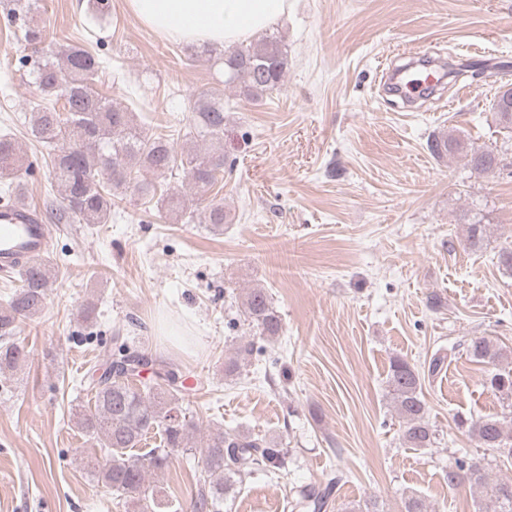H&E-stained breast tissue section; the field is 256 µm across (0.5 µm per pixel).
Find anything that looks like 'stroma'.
<instances>
[{
    "mask_svg": "<svg viewBox=\"0 0 512 512\" xmlns=\"http://www.w3.org/2000/svg\"><path fill=\"white\" fill-rule=\"evenodd\" d=\"M41 9L50 44L111 58L120 79L102 93L175 144L192 123L189 99L223 93L219 196L231 220L217 232L165 217L153 192L128 190L111 223L53 225L59 276L43 314L19 329L28 361L0 382V512H125L91 480L85 461L101 450L73 422L91 404L82 376L119 333L177 366L200 435L243 430L287 448L285 468L245 476L224 512H285L293 488L336 470L347 478L327 512L372 500L404 512L410 494L428 512H477L468 488L445 478L466 454L482 458L491 480H512L497 451L455 424L502 412L485 365L460 353L426 380L437 436L426 450L403 444L387 386L393 358L420 368L473 336L512 352V276L498 263L512 248V170L472 175L428 150L448 133L502 147L491 104L512 84V0H288L267 30L287 73L257 102L225 87L199 45L146 27L127 0H41ZM465 46L490 73L465 95L452 84L409 107L384 92L385 73L412 53L453 64ZM15 47L0 24V135L33 164L17 201L39 209L53 196L47 150L21 123L33 86L4 70ZM476 204L489 222L470 250L459 217ZM249 288L270 293L280 336L254 339L241 321L235 295ZM197 471L194 457L178 456L149 483L186 506Z\"/></svg>",
    "mask_w": 512,
    "mask_h": 512,
    "instance_id": "obj_1",
    "label": "stroma"
}]
</instances>
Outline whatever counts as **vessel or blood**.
Masks as SVG:
<instances>
[{
    "label": "vessel or blood",
    "instance_id": "b4317fda",
    "mask_svg": "<svg viewBox=\"0 0 512 512\" xmlns=\"http://www.w3.org/2000/svg\"><path fill=\"white\" fill-rule=\"evenodd\" d=\"M22 205L0 211V274L15 272L26 260L44 257L52 247L48 225L23 223Z\"/></svg>",
    "mask_w": 512,
    "mask_h": 512
}]
</instances>
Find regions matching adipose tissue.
<instances>
[{
    "instance_id": "1",
    "label": "adipose tissue",
    "mask_w": 512,
    "mask_h": 512,
    "mask_svg": "<svg viewBox=\"0 0 512 512\" xmlns=\"http://www.w3.org/2000/svg\"><path fill=\"white\" fill-rule=\"evenodd\" d=\"M143 24L192 44L230 45L256 35L285 11L287 0H127Z\"/></svg>"
}]
</instances>
